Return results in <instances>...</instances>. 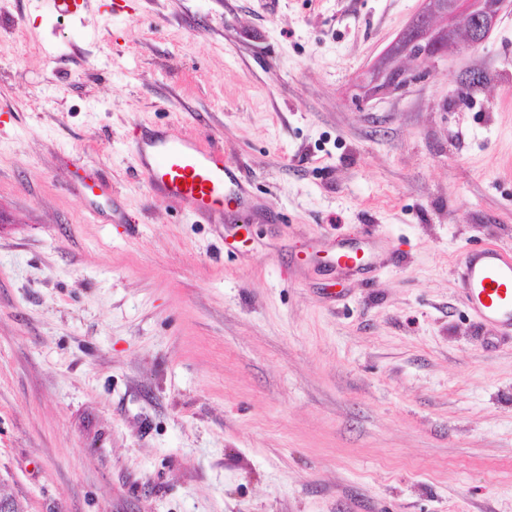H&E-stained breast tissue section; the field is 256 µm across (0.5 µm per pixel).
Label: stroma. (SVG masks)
I'll list each match as a JSON object with an SVG mask.
<instances>
[{
    "label": "stroma",
    "instance_id": "stroma-1",
    "mask_svg": "<svg viewBox=\"0 0 512 512\" xmlns=\"http://www.w3.org/2000/svg\"><path fill=\"white\" fill-rule=\"evenodd\" d=\"M0 0V493L25 512H512V6L391 57L422 0ZM171 128L260 201L156 199ZM371 242L370 271L323 263ZM456 271L467 306L485 323L512 331V253L473 248L463 253Z\"/></svg>",
    "mask_w": 512,
    "mask_h": 512
}]
</instances>
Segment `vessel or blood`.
<instances>
[{
	"instance_id": "vessel-or-blood-1",
	"label": "vessel or blood",
	"mask_w": 512,
	"mask_h": 512,
	"mask_svg": "<svg viewBox=\"0 0 512 512\" xmlns=\"http://www.w3.org/2000/svg\"><path fill=\"white\" fill-rule=\"evenodd\" d=\"M138 164L157 197L184 202L192 211L216 216L227 203L250 210L255 202L232 174L221 149L196 138L159 131L133 144ZM339 270L364 271L359 249L342 245L335 254ZM456 271L467 306L485 323L512 331V253L490 246L463 253Z\"/></svg>"
}]
</instances>
